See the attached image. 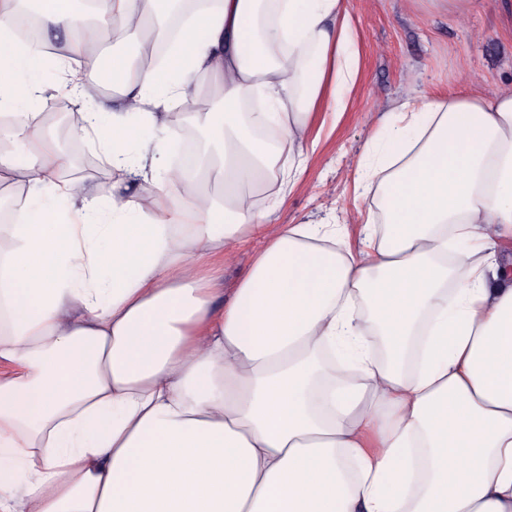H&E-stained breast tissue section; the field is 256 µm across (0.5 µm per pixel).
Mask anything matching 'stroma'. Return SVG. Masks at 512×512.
Here are the masks:
<instances>
[{"instance_id":"stroma-1","label":"stroma","mask_w":512,"mask_h":512,"mask_svg":"<svg viewBox=\"0 0 512 512\" xmlns=\"http://www.w3.org/2000/svg\"><path fill=\"white\" fill-rule=\"evenodd\" d=\"M504 0H475L466 24L448 17L434 0H346L358 58L354 83L343 90V111L320 112L313 119L301 180L286 189L278 209L282 224H345L359 241L363 222L374 209L359 196L355 181L369 159V140L379 123L411 98L448 94L490 95L512 87V15ZM207 76L194 84L183 108H172L169 126L148 128L149 139L165 143V163L174 165L183 142L170 127H197L199 111H211L215 98L200 100ZM49 129L67 153V181L108 184L110 174L91 142L71 148L72 135L61 117Z\"/></svg>"}]
</instances>
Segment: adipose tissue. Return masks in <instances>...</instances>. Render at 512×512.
<instances>
[{
  "mask_svg": "<svg viewBox=\"0 0 512 512\" xmlns=\"http://www.w3.org/2000/svg\"><path fill=\"white\" fill-rule=\"evenodd\" d=\"M162 2L39 0L92 70L105 28L169 40L163 63L112 58L117 105L68 113L113 175L78 187L20 109L63 62L0 0V182L30 189L0 224V512H512V285L487 257L512 236V88L381 123L357 188L385 222L355 253L345 225L278 223L253 190L302 178L324 87L356 78L345 0H218L174 38ZM202 74L220 196L141 135ZM260 238H249L245 243L234 248L229 258L224 260V291L232 293L242 275L250 267L254 256L263 247Z\"/></svg>",
  "mask_w": 512,
  "mask_h": 512,
  "instance_id": "adipose-tissue-1",
  "label": "adipose tissue"
}]
</instances>
